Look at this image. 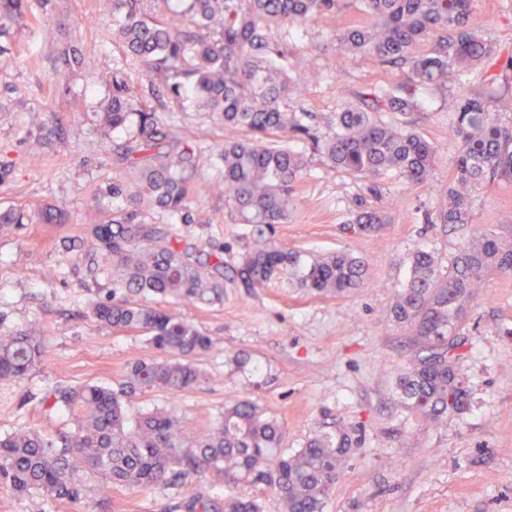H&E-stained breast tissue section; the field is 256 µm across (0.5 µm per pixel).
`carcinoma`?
<instances>
[{
  "mask_svg": "<svg viewBox=\"0 0 512 512\" xmlns=\"http://www.w3.org/2000/svg\"><path fill=\"white\" fill-rule=\"evenodd\" d=\"M474 0H103L119 19L112 44L148 78L133 79L116 66L97 77L107 94L95 111L101 134L123 130L111 144L120 172L93 194L99 220L85 228L76 248L90 272L112 285L89 308L97 325L112 333H136L157 356L131 363L117 386H59L45 399L50 410L75 418L57 442L23 430L0 438V482L47 502H79L89 496L88 478L109 485L178 491L201 474L224 484V501L196 493L184 512H263L249 487H266L285 512H322L350 451L358 444L344 425L315 435L290 453L281 450L280 423L245 397L224 407L207 430L188 436L183 421L164 410L131 413L128 402L147 390L186 392L202 373L194 357L213 348L209 334L179 312L147 303L171 298L213 304L224 299V247L205 251L182 235L180 224H203L192 207L205 183L224 198L232 223L244 226L233 283L247 294L286 273L300 290L340 297L359 287L365 261L348 250L312 257L274 239L288 223L295 184L323 165L376 182L394 172L426 185L435 166L431 143L416 131L417 91L437 96L454 115L451 131L459 153L448 192L435 206L437 224L469 223L472 192L496 180L512 182V94L472 89L448 96V75L476 64L512 82V55L502 58L473 9ZM352 6L360 17L341 22ZM56 0H0V56L27 59L17 34L55 16ZM329 25L336 58L368 55L408 67L406 79L362 87L325 121L295 107L299 78L279 65L288 37L316 20ZM81 19L58 23L54 79L82 64L87 49L68 37ZM165 93L182 109L205 113L228 136L211 147L165 123L153 100ZM301 141L296 150L288 140ZM119 200L110 208L106 202ZM66 204L0 203V232L28 224H66ZM356 235H374L385 224L377 209L350 220ZM508 232L469 234L442 267L428 251L417 253L409 280L391 313L410 335L412 355L396 380L404 409L436 425L469 409L461 375L459 332L466 309L490 272L512 273V224ZM43 334L0 333V381L19 382L43 360Z\"/></svg>",
  "mask_w": 512,
  "mask_h": 512,
  "instance_id": "carcinoma-1",
  "label": "carcinoma"
}]
</instances>
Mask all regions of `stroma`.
<instances>
[{"label":"stroma","instance_id":"stroma-1","mask_svg":"<svg viewBox=\"0 0 512 512\" xmlns=\"http://www.w3.org/2000/svg\"><path fill=\"white\" fill-rule=\"evenodd\" d=\"M487 34L501 54H512V0H476ZM64 9L86 23L74 37L89 51L68 91L55 90L51 54L43 30L22 39L37 65L0 61V160L11 162L1 201L34 204L66 201V224H34L25 235H0V333L43 328L45 356L39 369L19 382H0V435L31 429L56 439L71 431L66 418L50 413L43 398L54 386L114 384L128 364L150 355L144 337L115 335L88 316L89 300L109 294L63 238L93 223L92 192L116 168L88 120L106 94L95 73L121 57L112 46L115 20L98 0H64ZM327 28L314 23L289 40L288 69L299 74V106L330 115L360 87L397 81L399 69L370 56L335 66ZM418 131L434 146L436 164L427 186L390 173L368 185L350 174L314 164L303 178L295 210L278 225L277 242L307 255L349 248L368 262L364 283L353 293L328 299L304 294L287 278L244 293L226 284L214 305L179 302L175 308L212 336V351L198 357L206 378L173 394L149 391L133 410L163 408L189 430L208 426L225 405L252 398L283 427L285 451L301 448L318 431L352 427L360 444L346 462L324 512H512V275L488 274L480 297L468 308L463 332L472 345L463 359L469 380L466 414L448 416L437 429L408 415L395 382L408 353V332L393 322L395 291L408 278L412 257L423 250L447 262L469 232L512 223V187L491 184L476 191L463 229L427 223L454 174L457 143L438 99L423 94ZM162 119L207 145L224 134L199 112L157 101ZM42 112L52 136L40 165L29 164L27 114ZM196 204L207 224L180 225L199 246L234 244L240 225L230 223L223 199L201 191ZM386 211L389 222L373 236H357L347 223L359 207ZM224 496L208 476L190 480L182 492L164 487H112L111 512H178L181 496ZM0 512H97L94 498L78 503L20 496L0 484Z\"/></svg>","mask_w":512,"mask_h":512}]
</instances>
